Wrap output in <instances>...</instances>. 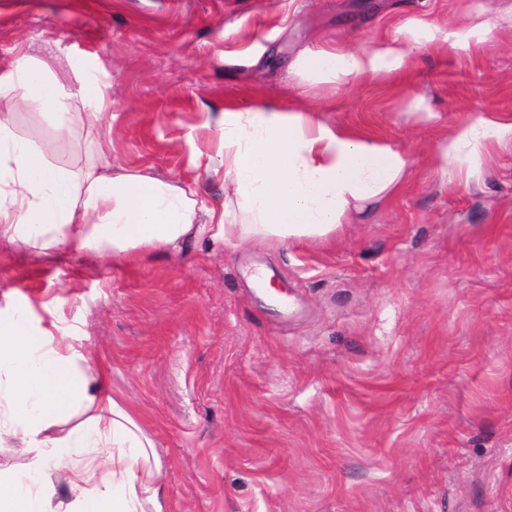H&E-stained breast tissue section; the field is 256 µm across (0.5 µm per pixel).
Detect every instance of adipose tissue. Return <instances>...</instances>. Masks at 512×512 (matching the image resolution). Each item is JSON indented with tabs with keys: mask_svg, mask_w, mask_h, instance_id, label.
<instances>
[{
	"mask_svg": "<svg viewBox=\"0 0 512 512\" xmlns=\"http://www.w3.org/2000/svg\"><path fill=\"white\" fill-rule=\"evenodd\" d=\"M438 32L416 19L359 50L307 53L295 69L343 83L404 71ZM79 94L89 111L63 108L64 88L25 56L0 78V97L60 104L61 135L103 116L101 88ZM218 141L224 204L203 212L190 189L159 176L112 172L94 161L76 169L50 165L0 114V243L19 242L36 254L64 248L113 257L173 246L205 226L227 244L325 241L352 214L391 197L409 165L386 142L267 101L225 109ZM509 142L512 121L480 116L460 122L429 161L444 176L488 145ZM106 377L104 367L91 365L26 309L0 310V442L21 441L31 454L25 469L0 473V512H49V476L58 468L75 494L66 512H164L155 445L105 393Z\"/></svg>",
	"mask_w": 512,
	"mask_h": 512,
	"instance_id": "adipose-tissue-1",
	"label": "adipose tissue"
}]
</instances>
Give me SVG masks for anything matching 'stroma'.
Segmentation results:
<instances>
[{
	"label": "stroma",
	"instance_id": "35a3bbf8",
	"mask_svg": "<svg viewBox=\"0 0 512 512\" xmlns=\"http://www.w3.org/2000/svg\"><path fill=\"white\" fill-rule=\"evenodd\" d=\"M411 69L353 85L290 73L423 18L448 33ZM512 0H0V75L26 54L81 107L0 97L46 161L98 158L224 203L214 129L232 105L318 108L405 153L400 191L334 242L280 250L192 236L120 258L0 244V309L62 331L156 444L166 512H512V145L440 177L456 125L512 117ZM421 95L436 121L421 120ZM81 98L90 105L92 112L70 111L63 108L56 112L55 129L59 135H68L77 127L99 121L106 106L104 91L96 86L82 87L79 90Z\"/></svg>",
	"mask_w": 512,
	"mask_h": 512
}]
</instances>
